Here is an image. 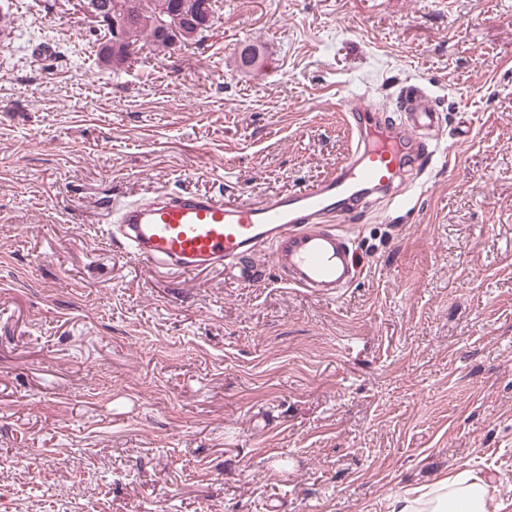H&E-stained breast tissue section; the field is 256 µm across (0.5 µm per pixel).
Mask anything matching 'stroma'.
Listing matches in <instances>:
<instances>
[{
	"label": "stroma",
	"mask_w": 512,
	"mask_h": 512,
	"mask_svg": "<svg viewBox=\"0 0 512 512\" xmlns=\"http://www.w3.org/2000/svg\"><path fill=\"white\" fill-rule=\"evenodd\" d=\"M4 12L0 512H391L462 469L512 512V0H218L203 41L117 74L83 0ZM414 82L447 152L347 220L340 298L272 266L165 279L105 239L160 188L310 187L350 151L341 104L392 116Z\"/></svg>",
	"instance_id": "obj_1"
}]
</instances>
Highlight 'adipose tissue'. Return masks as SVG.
I'll use <instances>...</instances> for the list:
<instances>
[{
  "label": "adipose tissue",
  "mask_w": 512,
  "mask_h": 512,
  "mask_svg": "<svg viewBox=\"0 0 512 512\" xmlns=\"http://www.w3.org/2000/svg\"><path fill=\"white\" fill-rule=\"evenodd\" d=\"M492 492L486 479L461 470L437 483L398 496L391 512H490Z\"/></svg>",
  "instance_id": "1"
}]
</instances>
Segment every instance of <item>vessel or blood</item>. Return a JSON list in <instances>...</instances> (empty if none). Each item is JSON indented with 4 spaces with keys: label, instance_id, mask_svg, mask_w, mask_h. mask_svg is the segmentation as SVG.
Segmentation results:
<instances>
[{
    "label": "vessel or blood",
    "instance_id": "1",
    "mask_svg": "<svg viewBox=\"0 0 512 512\" xmlns=\"http://www.w3.org/2000/svg\"><path fill=\"white\" fill-rule=\"evenodd\" d=\"M400 123L368 121L363 106L348 108L354 146L343 164L309 188L259 201L227 202L210 193L159 190L109 213L108 235L132 260L164 274L221 270L241 286L266 278L271 254L282 280L311 296L333 300L356 281L349 235L336 219L367 208L375 194L398 195L405 167L425 172L434 154L422 147L441 126L420 84L401 91Z\"/></svg>",
    "mask_w": 512,
    "mask_h": 512
}]
</instances>
